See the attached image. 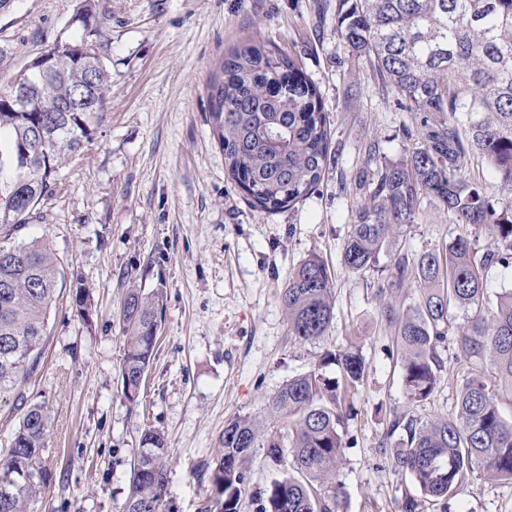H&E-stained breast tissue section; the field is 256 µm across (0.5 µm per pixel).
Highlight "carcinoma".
<instances>
[{
  "label": "carcinoma",
  "mask_w": 512,
  "mask_h": 512,
  "mask_svg": "<svg viewBox=\"0 0 512 512\" xmlns=\"http://www.w3.org/2000/svg\"><path fill=\"white\" fill-rule=\"evenodd\" d=\"M336 33L371 69L381 87H394L412 112L417 143L398 160L379 146L366 151L355 210L341 264L363 274L390 253V276L377 294L393 295L414 283L418 300L388 299L381 315L394 325L403 385L410 404L431 399L442 360L438 353L452 310L472 313L458 332L467 367L450 418L423 421L397 414L389 460L409 475L421 494L445 501L474 469L491 480L512 481V421L498 398L512 392V289L487 305V272L512 268V201L488 196L461 175L471 157L512 187V0H336ZM74 22L80 34L45 53L49 64L28 65L0 91V395L16 391L37 367L55 302L58 258L44 240L15 243L13 231L37 216L65 162L91 139L112 86L110 66L97 51L102 20L82 0ZM39 89L27 106L11 100L17 87ZM210 122L232 179L255 207L273 213L299 202L320 182L330 149V125L319 89L288 57L262 44L237 47L224 57L210 84ZM447 211L458 225L485 231L491 246L480 252L470 239L418 255L394 249L396 233L414 224L425 206ZM289 335L305 343L324 338L334 314L332 273L313 254L304 259L281 294ZM85 317L91 298L74 297ZM163 289L131 288L122 305L126 350L122 392L131 403L153 356ZM336 366V373L328 371ZM357 351H327L318 365L286 382L270 412L280 431L239 417L224 425L221 453L210 480L216 508L238 512L252 449L287 467L261 494L260 512H341L338 479L345 415L341 397L364 379ZM51 427L49 409L33 404L21 415L0 457V512H27L43 482L42 458ZM133 463L123 512H165L168 448L164 434L147 429Z\"/></svg>",
  "instance_id": "obj_1"
}]
</instances>
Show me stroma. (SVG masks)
<instances>
[{
  "label": "stroma",
  "mask_w": 512,
  "mask_h": 512,
  "mask_svg": "<svg viewBox=\"0 0 512 512\" xmlns=\"http://www.w3.org/2000/svg\"><path fill=\"white\" fill-rule=\"evenodd\" d=\"M81 0H14L0 12V90L52 44L75 37ZM317 0H95L103 22L100 51L112 61V90L93 137L63 168L38 215L13 241L48 239L63 275L37 369L20 394L0 397V454L22 403L50 408L45 481L33 512H122L142 433L163 430L170 451V512H200L212 496L204 466L236 417L267 419L277 390L318 364L325 350H359L363 382L348 392L339 478L344 512H512V482L470 475L447 505L423 498L395 472L379 445L394 415L445 418L455 410L467 362L449 332L430 400L410 405L393 325L380 314L375 283L388 274L346 272L344 241L370 144L402 157L414 119L394 89L373 73L322 19ZM260 41L290 57L317 85L331 128V155L314 193L276 213L251 205L231 178L210 123L209 85L234 48ZM459 231L429 205L402 227L399 249L415 254ZM320 255L334 278L335 318L319 342L288 333L280 291L299 263ZM94 299L89 319L72 292ZM162 288L164 308L154 357L137 403L121 392V308L130 287ZM240 512H259L263 489L281 478L254 449Z\"/></svg>",
  "instance_id": "1"
}]
</instances>
